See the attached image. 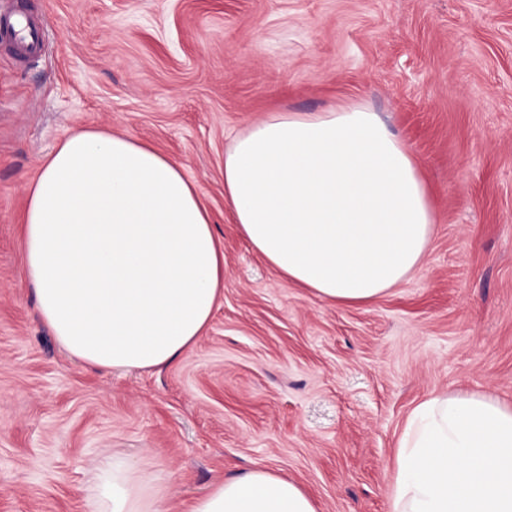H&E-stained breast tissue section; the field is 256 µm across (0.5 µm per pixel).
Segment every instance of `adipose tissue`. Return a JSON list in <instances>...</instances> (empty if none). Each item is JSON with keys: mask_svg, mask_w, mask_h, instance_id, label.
<instances>
[{"mask_svg": "<svg viewBox=\"0 0 512 512\" xmlns=\"http://www.w3.org/2000/svg\"><path fill=\"white\" fill-rule=\"evenodd\" d=\"M224 203L284 279L337 304L373 301L424 261L435 223L417 163L377 113L280 112L224 154ZM25 284L74 358L103 369L172 364L224 293V251L183 166L105 129L66 137L28 186ZM121 454L95 464L85 512H168ZM190 512H317L296 483L257 468ZM391 512H512V408L437 394L408 415Z\"/></svg>", "mask_w": 512, "mask_h": 512, "instance_id": "adipose-tissue-1", "label": "adipose tissue"}]
</instances>
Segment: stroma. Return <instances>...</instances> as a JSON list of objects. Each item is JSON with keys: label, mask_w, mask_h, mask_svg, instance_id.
<instances>
[{"label": "stroma", "mask_w": 512, "mask_h": 512, "mask_svg": "<svg viewBox=\"0 0 512 512\" xmlns=\"http://www.w3.org/2000/svg\"><path fill=\"white\" fill-rule=\"evenodd\" d=\"M40 58L0 48V512H85L111 451L168 476L170 512L265 468L317 512H390L413 408L512 406V0H19ZM359 106L416 159L435 214L421 269L340 305L283 279L224 204V153L273 112ZM98 125L185 167L224 294L168 367L71 358L23 284L40 164Z\"/></svg>", "instance_id": "obj_1"}]
</instances>
